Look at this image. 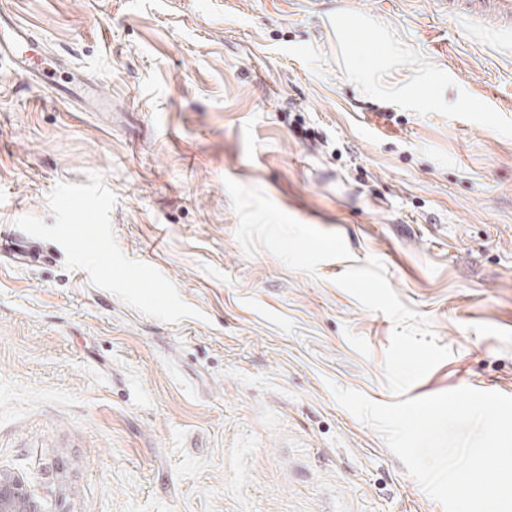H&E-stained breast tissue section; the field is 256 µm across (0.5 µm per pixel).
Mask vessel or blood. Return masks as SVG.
Wrapping results in <instances>:
<instances>
[{"label": "vessel or blood", "mask_w": 512, "mask_h": 512, "mask_svg": "<svg viewBox=\"0 0 512 512\" xmlns=\"http://www.w3.org/2000/svg\"><path fill=\"white\" fill-rule=\"evenodd\" d=\"M446 13L468 20L473 26L489 27L512 37V0H438ZM9 58L16 71L45 85L56 101L72 104L82 98L91 111H105L100 81L82 68L59 58L47 57L35 31L14 13L0 10V58Z\"/></svg>", "instance_id": "vessel-or-blood-1"}]
</instances>
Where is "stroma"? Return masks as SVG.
Listing matches in <instances>:
<instances>
[{"label":"stroma","mask_w":512,"mask_h":512,"mask_svg":"<svg viewBox=\"0 0 512 512\" xmlns=\"http://www.w3.org/2000/svg\"><path fill=\"white\" fill-rule=\"evenodd\" d=\"M0 471L46 512H444L333 388L512 392V45L432 0H0ZM8 57L15 70L45 85L53 98L72 105L78 96L90 106L87 112H112L99 98L101 82L83 68L71 67L65 60L47 57L35 31L20 22L14 13L0 10V58ZM59 74V76H58Z\"/></svg>","instance_id":"stroma-1"}]
</instances>
